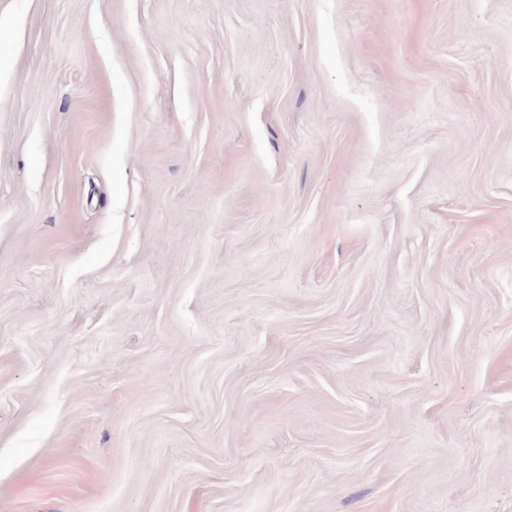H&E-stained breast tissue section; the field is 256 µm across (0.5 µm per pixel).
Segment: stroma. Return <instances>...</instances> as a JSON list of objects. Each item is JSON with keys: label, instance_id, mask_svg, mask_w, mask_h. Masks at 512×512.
<instances>
[{"label": "stroma", "instance_id": "stroma-1", "mask_svg": "<svg viewBox=\"0 0 512 512\" xmlns=\"http://www.w3.org/2000/svg\"><path fill=\"white\" fill-rule=\"evenodd\" d=\"M0 512H512V0H0Z\"/></svg>", "mask_w": 512, "mask_h": 512}]
</instances>
